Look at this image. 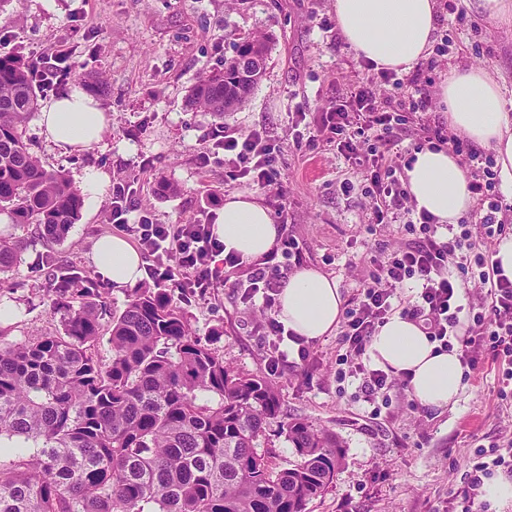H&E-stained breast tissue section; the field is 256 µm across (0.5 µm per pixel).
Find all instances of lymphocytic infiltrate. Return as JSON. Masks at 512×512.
<instances>
[{
	"label": "lymphocytic infiltrate",
	"instance_id": "f902f5d3",
	"mask_svg": "<svg viewBox=\"0 0 512 512\" xmlns=\"http://www.w3.org/2000/svg\"><path fill=\"white\" fill-rule=\"evenodd\" d=\"M363 67L369 72L366 82L356 85L345 100L330 103L312 118L303 112L295 115L297 122H313L314 133L307 137L306 148H314L322 140L333 143L358 168L362 193L373 201L369 234L395 224L404 236L398 249L376 250L344 308L341 334L347 351L339 360L336 378L358 380L369 404L375 403L381 391L396 386L408 389V377H394L363 361L378 327L398 312L420 326L439 351H457L469 369H479L485 358H492L500 370L498 396L512 400V279L504 276L493 260L500 240L512 235V222L502 217V201L493 192L495 173L490 166H479L481 153L473 144L449 131L445 122L427 116L431 77L417 74L404 80L395 71L376 69L368 61ZM377 84L398 91V110L378 104L373 92ZM410 130L420 141L471 161L466 174L474 207L457 223L440 225L435 216L410 205V193L401 176L407 159L400 152ZM216 138L217 148L224 153L220 163L225 176L252 188L277 181L273 149L265 131L255 128L241 133L227 128ZM132 197L125 188L114 191L112 221L126 227L140 248L152 256L151 278L180 294L197 297L206 296L222 283L234 288L243 303L260 305L267 312L260 331L269 340L268 366L278 371L287 361L280 348L287 331L273 314L278 285L272 275L279 272L282 260L301 263L296 239L280 234L277 247L267 256L247 262L238 254L224 253L207 223L157 224L147 218L129 223ZM217 255L224 258L220 270L211 265ZM453 264L476 267L483 293L479 303L462 305V285L449 270ZM411 281L417 292L408 298L404 288ZM467 467L464 484L451 491L449 501L460 512H487L486 503L479 499L481 486L495 469L512 474V440L489 442L468 460Z\"/></svg>",
	"mask_w": 512,
	"mask_h": 512
}]
</instances>
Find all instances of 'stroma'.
<instances>
[{"label": "stroma", "mask_w": 512, "mask_h": 512, "mask_svg": "<svg viewBox=\"0 0 512 512\" xmlns=\"http://www.w3.org/2000/svg\"><path fill=\"white\" fill-rule=\"evenodd\" d=\"M457 5L463 22L447 21L435 30L436 38L452 41L447 55L426 54L434 62L431 92H438L451 67L464 65L487 69L512 94V31L467 8L465 0ZM260 33L271 36L272 50L246 103L221 118L190 106L188 91L199 76L231 56L239 39ZM15 51L34 61L67 55L70 67L44 85L45 99L71 84L87 86L89 75L104 76L95 97L111 112L112 129L99 146L71 154L46 145L34 120L27 134L46 167L74 179L85 166L97 165L113 182H131L137 214L155 223L215 221L220 205L210 195L245 187L210 161L214 133L223 126L243 133L262 126L288 190L286 231L302 249L303 267L335 278L343 299L355 294L374 244L391 250L402 238L394 224L367 233L370 205L361 176L335 146L299 151L293 145L294 111L316 114L365 75L336 28L333 0H9L0 10V53ZM160 176L178 184L179 194L157 195ZM345 180L353 185L347 194L339 188ZM111 204L108 195L85 204L59 243L36 229L24 231L20 266L0 274V300L20 311L15 322L0 325V342L61 332V314L42 269L52 262L92 270L93 241L121 232L108 221ZM174 300L227 367L266 377L277 388L281 413L266 432L273 463L284 468L294 461L279 425L296 417L343 440L335 484L310 501L307 512H442L479 446L512 437V407L497 396L493 362L466 371L458 402L447 408L422 406L397 389L371 405L357 382L336 379L337 359L346 351L340 333L310 342L304 362L296 345L284 341L288 362L274 373L257 328L261 313L245 307L233 289L214 288L203 298L178 294Z\"/></svg>", "instance_id": "35a3bbf8"}]
</instances>
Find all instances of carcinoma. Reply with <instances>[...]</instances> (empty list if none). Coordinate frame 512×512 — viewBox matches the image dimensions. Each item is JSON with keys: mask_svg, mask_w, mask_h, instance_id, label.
<instances>
[{"mask_svg": "<svg viewBox=\"0 0 512 512\" xmlns=\"http://www.w3.org/2000/svg\"><path fill=\"white\" fill-rule=\"evenodd\" d=\"M271 38L235 45L191 88V105L218 117L265 74ZM253 68L244 80L235 67ZM36 64L0 54V214L60 242L84 198L63 169L32 151ZM22 241L0 238V273L21 260ZM62 332L0 344V512H306L334 483L342 442L294 418L282 433L296 460L271 466L266 429L280 412L269 381L235 373L193 334L164 288L133 290L112 316L104 361L96 346L105 289L86 274L48 267Z\"/></svg>", "mask_w": 512, "mask_h": 512, "instance_id": "obj_1", "label": "carcinoma"}]
</instances>
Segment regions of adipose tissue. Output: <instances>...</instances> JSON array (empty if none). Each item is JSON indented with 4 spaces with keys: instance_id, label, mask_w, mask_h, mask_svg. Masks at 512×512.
Listing matches in <instances>:
<instances>
[{
    "instance_id": "obj_1",
    "label": "adipose tissue",
    "mask_w": 512,
    "mask_h": 512,
    "mask_svg": "<svg viewBox=\"0 0 512 512\" xmlns=\"http://www.w3.org/2000/svg\"><path fill=\"white\" fill-rule=\"evenodd\" d=\"M336 26L357 54L381 67L411 70L423 58L436 30L437 0H334ZM441 114L454 132L474 145L491 148L499 177L512 189V98L488 70L451 69L440 86ZM38 125L44 141L68 153L100 144L112 115L83 88L73 87L42 102ZM418 209L440 223L454 224L473 206L466 174L447 149L423 148L405 172ZM214 233L225 251L257 260L269 254L280 234L270 210L255 195L228 194ZM90 259L113 288H133L145 275V262L122 236L94 240ZM277 318L296 336L315 341L334 333L343 300L335 279L314 269L293 272L277 296ZM369 356L375 367L411 376L410 391L423 406L456 402L463 367L457 353L439 352L413 321L393 314L373 337Z\"/></svg>"
}]
</instances>
